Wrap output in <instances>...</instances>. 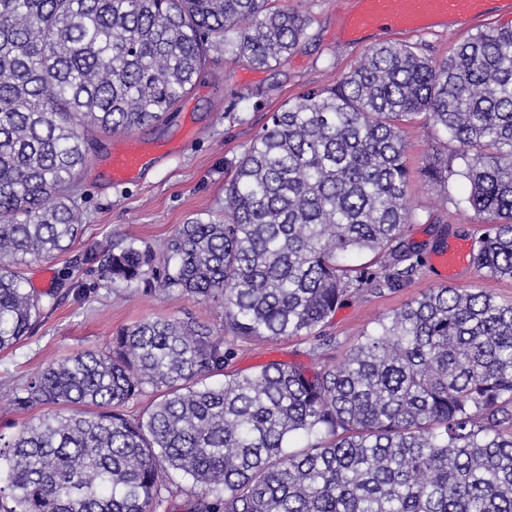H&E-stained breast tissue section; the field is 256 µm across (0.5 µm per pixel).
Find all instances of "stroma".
<instances>
[{"instance_id":"obj_1","label":"stroma","mask_w":512,"mask_h":512,"mask_svg":"<svg viewBox=\"0 0 512 512\" xmlns=\"http://www.w3.org/2000/svg\"><path fill=\"white\" fill-rule=\"evenodd\" d=\"M277 4L312 19L307 38L286 60L267 69L218 57L208 76L166 122L132 133L142 142L175 144L178 153L152 157L138 181L118 187L107 176L118 138L100 137L80 182L88 216L86 240L123 239L158 251L176 225L223 214L224 182L231 164L261 132L268 113L307 89L340 83L368 49L382 43H405L438 62L477 30L512 26V12L497 4L477 27L451 32L438 26L405 35L374 31L364 43L356 44L346 41L340 32L341 19L355 9L356 0H277ZM404 138L411 170L408 203L414 218L404 225L402 239L423 249L417 275L400 288L359 295L338 307L322 327L325 335L335 337L333 346L315 353L311 339L303 336L274 342L238 339L233 345L231 370L250 373L273 360L309 368L340 363L378 317L441 286V274L433 264L436 254L459 239L477 242L482 227L473 211L455 204L467 195V183L451 180L448 191L452 200L446 204L440 188L420 173L427 162L451 155L453 144L424 117L406 127ZM73 258L69 252L21 267L31 287L41 293L43 311L31 336L13 348L0 350L2 437H13L46 411L42 405L24 408L16 402L19 388L33 373L78 351L106 347L113 332L122 327L144 319L177 318L206 325L217 336L224 333L222 303H197L176 291L115 287L101 273L72 270Z\"/></svg>"}]
</instances>
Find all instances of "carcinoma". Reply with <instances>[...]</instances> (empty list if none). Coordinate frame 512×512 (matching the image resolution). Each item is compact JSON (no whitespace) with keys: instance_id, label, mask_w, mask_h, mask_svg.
<instances>
[{"instance_id":"carcinoma-1","label":"carcinoma","mask_w":512,"mask_h":512,"mask_svg":"<svg viewBox=\"0 0 512 512\" xmlns=\"http://www.w3.org/2000/svg\"><path fill=\"white\" fill-rule=\"evenodd\" d=\"M309 23L270 0H0V350L42 313L20 265L83 236L96 133L161 121L216 53L281 64ZM421 115L457 145L424 176L465 180L445 201L485 225L470 264L512 279V27L439 63L370 49L271 113L233 164L223 219L178 225L159 252L94 241L75 266L220 299L234 341L307 336L422 266L401 241L403 133ZM363 252L379 265L350 264ZM231 357L204 325L143 320L34 373L17 400L52 409L0 437V512H159L170 470L202 490L188 512H512V302L444 285L377 319L337 366L231 375ZM148 386L157 398L128 418Z\"/></svg>"}]
</instances>
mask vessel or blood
Returning a JSON list of instances; mask_svg holds the SVG:
<instances>
[{"label":"vessel or blood","instance_id":"obj_1","mask_svg":"<svg viewBox=\"0 0 512 512\" xmlns=\"http://www.w3.org/2000/svg\"><path fill=\"white\" fill-rule=\"evenodd\" d=\"M489 0H358V10L345 23L348 39L360 40L362 33L373 27H385L409 33L429 29L439 24H465L481 21ZM153 147L127 142L115 150L109 168L112 183L121 185L133 181L143 167ZM471 245L461 242L437 255L436 267L446 282H453L460 267L466 266Z\"/></svg>","mask_w":512,"mask_h":512}]
</instances>
